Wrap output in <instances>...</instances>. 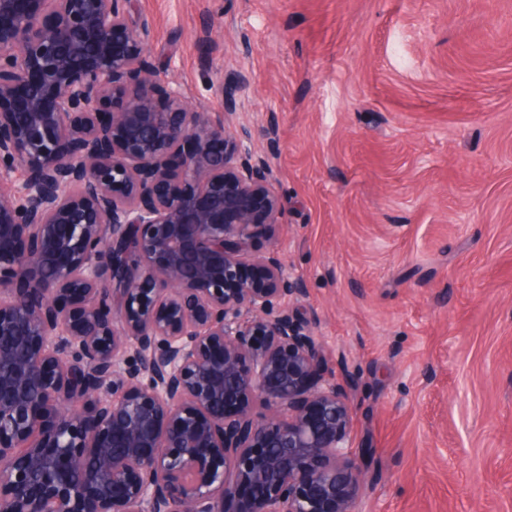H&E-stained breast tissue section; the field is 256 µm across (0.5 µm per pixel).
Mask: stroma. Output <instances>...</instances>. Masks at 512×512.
<instances>
[{"mask_svg": "<svg viewBox=\"0 0 512 512\" xmlns=\"http://www.w3.org/2000/svg\"><path fill=\"white\" fill-rule=\"evenodd\" d=\"M197 111L249 127L359 512H512V0H131ZM242 74L234 106L219 78Z\"/></svg>", "mask_w": 512, "mask_h": 512, "instance_id": "obj_1", "label": "stroma"}]
</instances>
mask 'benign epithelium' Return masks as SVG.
<instances>
[{
  "instance_id": "benign-epithelium-1",
  "label": "benign epithelium",
  "mask_w": 512,
  "mask_h": 512,
  "mask_svg": "<svg viewBox=\"0 0 512 512\" xmlns=\"http://www.w3.org/2000/svg\"><path fill=\"white\" fill-rule=\"evenodd\" d=\"M129 2L0 0V512H356L270 163Z\"/></svg>"
}]
</instances>
